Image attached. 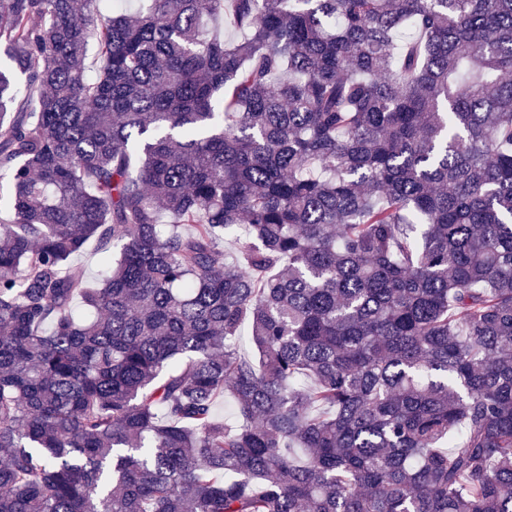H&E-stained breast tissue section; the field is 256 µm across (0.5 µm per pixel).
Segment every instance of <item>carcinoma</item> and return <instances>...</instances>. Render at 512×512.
Returning <instances> with one entry per match:
<instances>
[{
	"label": "carcinoma",
	"mask_w": 512,
	"mask_h": 512,
	"mask_svg": "<svg viewBox=\"0 0 512 512\" xmlns=\"http://www.w3.org/2000/svg\"><path fill=\"white\" fill-rule=\"evenodd\" d=\"M102 14L0 0V512H512V0Z\"/></svg>",
	"instance_id": "1"
}]
</instances>
